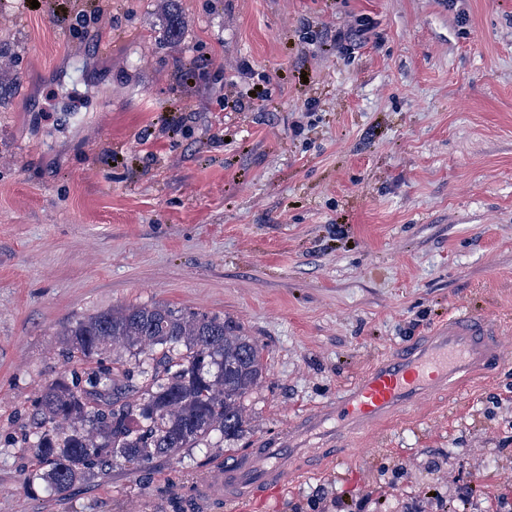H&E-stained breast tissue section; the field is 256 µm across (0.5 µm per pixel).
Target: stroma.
Here are the masks:
<instances>
[{
	"mask_svg": "<svg viewBox=\"0 0 512 512\" xmlns=\"http://www.w3.org/2000/svg\"><path fill=\"white\" fill-rule=\"evenodd\" d=\"M161 5L0 0V512H177L462 309L498 326L492 371L245 512H487L512 494V0H180L175 40ZM153 304L262 346L246 431L24 489L63 331Z\"/></svg>",
	"mask_w": 512,
	"mask_h": 512,
	"instance_id": "1",
	"label": "stroma"
}]
</instances>
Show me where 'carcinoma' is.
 Masks as SVG:
<instances>
[{
    "mask_svg": "<svg viewBox=\"0 0 512 512\" xmlns=\"http://www.w3.org/2000/svg\"><path fill=\"white\" fill-rule=\"evenodd\" d=\"M167 33L181 30L180 0H163ZM72 364L49 383L19 443L33 450L27 486L59 495L122 459L144 467L184 448L212 447L246 427L242 400L262 379L263 348L239 327L164 305L114 308L63 333Z\"/></svg>",
    "mask_w": 512,
    "mask_h": 512,
    "instance_id": "cac0c4a2",
    "label": "carcinoma"
}]
</instances>
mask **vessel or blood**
Segmentation results:
<instances>
[{
	"label": "vessel or blood",
	"mask_w": 512,
	"mask_h": 512,
	"mask_svg": "<svg viewBox=\"0 0 512 512\" xmlns=\"http://www.w3.org/2000/svg\"><path fill=\"white\" fill-rule=\"evenodd\" d=\"M500 357L499 336L491 321L462 312L423 343L389 353L372 363L336 403L304 416L258 442L229 468L196 484V512L237 507L284 491L292 477L288 458L315 438L335 441L355 429L416 405L432 392L453 387L465 372L483 369Z\"/></svg>",
	"instance_id": "1"
}]
</instances>
